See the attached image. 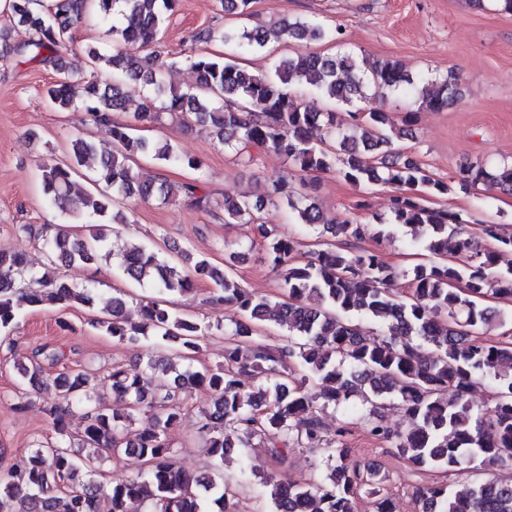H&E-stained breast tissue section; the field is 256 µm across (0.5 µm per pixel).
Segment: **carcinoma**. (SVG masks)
Wrapping results in <instances>:
<instances>
[{"mask_svg":"<svg viewBox=\"0 0 512 512\" xmlns=\"http://www.w3.org/2000/svg\"><path fill=\"white\" fill-rule=\"evenodd\" d=\"M253 0H218L228 14L251 16ZM179 0H5L9 21L25 28L28 38L17 43L0 30L3 64H34L55 72L44 96L61 111L82 109L97 124L114 112L126 111L136 91L143 94L139 111L127 122L111 124L112 153L100 160L99 180L124 199H156L164 204L183 199L211 211V199L199 182L179 185L142 180L135 171L138 157L192 170L203 162L178 153L170 144L134 136L137 124L166 115L180 124L212 128L216 143L248 165L257 150H272L299 172L334 171L351 184L392 188L391 224H361L328 217L315 201L314 185L284 181L265 185L263 193L224 197V224L253 226L269 266L278 273L285 298L258 297L236 280L229 268L203 256L182 253L169 260L143 247L113 255L107 227L127 223L115 210L111 193H86L75 181V168L96 154L83 137L70 141V162L48 158L39 166L44 194L67 217L88 225V236L72 238L65 228L42 237L53 265L91 268L115 259L123 275L160 293L186 294L199 282L213 287V299L233 308L232 325L200 323L170 307L162 298L138 299V320L126 315L128 301L112 296L105 314L91 326L117 342L136 345L153 337L174 344L173 357L149 359L145 370L172 378L173 385L151 392L144 378L115 363L104 377L125 413L108 414L93 395L97 376L86 370L49 380L45 366L62 353L47 345L20 369L27 384L42 396L43 412L57 434L53 443H37L30 467L22 473L0 474V492L16 499L19 512H239L234 494L219 469L192 476L177 465L170 429L182 416L187 392L205 388L212 404L201 413L198 435L209 454L224 464L237 451L245 456L259 439L271 457L282 460L291 445L325 454L326 474L305 483L271 475L263 486L273 512H354L363 496L369 512H397L385 492L380 472L346 463V423H327L321 414L331 408L357 414L352 398L372 406L367 432L388 443L417 470L447 473L463 462L484 467L512 464V317L483 304L490 297L512 303V265L499 258L512 253V230L502 224H481L480 233L464 234L470 220L446 208H430L410 193L421 184L435 195L451 190L411 157L393 148L404 129L388 124L381 108L353 111L367 98L383 101L397 93L415 97L419 110L450 105L462 87L450 74L441 80L416 81L398 61L371 64L349 53L308 52L282 56L273 71H250L232 54L257 51L270 39L332 42L339 30L320 22L283 18L270 27L207 28L195 40L216 41L226 53L184 50L168 57L159 50V35ZM96 17L110 25L112 54L86 50L82 64L64 60L78 24ZM136 46L142 54L127 51ZM186 64L196 74L188 91L166 88L162 74ZM302 78L327 102L325 112L303 106L287 91ZM350 109L348 134L336 123V108ZM459 190L484 186L512 191V163L487 168L466 163L456 174ZM283 204L288 220L316 233L313 248L296 256L298 242L261 221L263 203ZM429 258L400 272L377 250L359 246L366 237L390 242L398 232ZM465 261H448V240ZM403 276L408 291L394 293L391 283ZM101 295L73 281L39 272L22 253L0 250V333L18 326L20 313L32 307L61 309L94 306ZM377 322L373 336L362 332L355 317ZM272 321L288 343L271 348L261 333ZM224 332V363L194 368L196 354L212 330ZM483 380L492 383L489 410L473 406L470 394ZM402 409L404 431L384 420L386 403ZM85 409V424L71 432L70 407ZM151 426L128 438L141 417ZM221 424L237 437L214 433ZM134 454L148 464L146 472L105 488L95 478L96 465L109 456ZM415 512H512V480L458 484L453 489L434 481L415 492Z\"/></svg>","mask_w":512,"mask_h":512,"instance_id":"cac0c4a2","label":"carcinoma"}]
</instances>
